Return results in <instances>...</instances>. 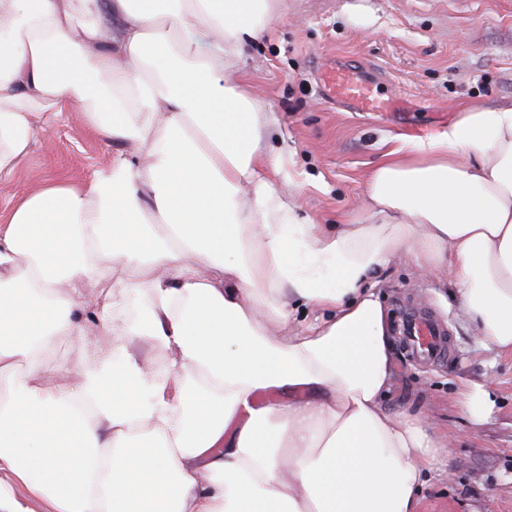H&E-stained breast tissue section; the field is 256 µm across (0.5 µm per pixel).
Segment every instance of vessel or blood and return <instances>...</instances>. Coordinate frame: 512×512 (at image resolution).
Wrapping results in <instances>:
<instances>
[{
  "label": "vessel or blood",
  "instance_id": "1",
  "mask_svg": "<svg viewBox=\"0 0 512 512\" xmlns=\"http://www.w3.org/2000/svg\"><path fill=\"white\" fill-rule=\"evenodd\" d=\"M321 81L329 95L359 112H392L394 100L383 98L373 80L360 74L355 66L337 64L325 71ZM403 348L412 360L436 365L447 361L449 343L445 330L425 313L412 309L401 312Z\"/></svg>",
  "mask_w": 512,
  "mask_h": 512
}]
</instances>
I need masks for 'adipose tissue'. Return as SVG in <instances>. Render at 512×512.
<instances>
[{"label":"adipose tissue","instance_id":"adipose-tissue-1","mask_svg":"<svg viewBox=\"0 0 512 512\" xmlns=\"http://www.w3.org/2000/svg\"><path fill=\"white\" fill-rule=\"evenodd\" d=\"M280 3L0 0V180L74 104L119 145L0 224V512H423L449 442L387 407L367 286L404 251L512 354V104L391 148L363 222L309 223L231 79ZM107 261L149 276L88 301ZM63 336L81 361L46 365Z\"/></svg>","mask_w":512,"mask_h":512}]
</instances>
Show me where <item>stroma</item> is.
<instances>
[{
	"label": "stroma",
	"instance_id": "obj_1",
	"mask_svg": "<svg viewBox=\"0 0 512 512\" xmlns=\"http://www.w3.org/2000/svg\"><path fill=\"white\" fill-rule=\"evenodd\" d=\"M339 62L361 66L404 110L354 112L326 95L321 74ZM241 81L275 116L268 144L290 162L303 216L361 220L366 176L399 140L447 130L462 107L512 102V0H284L281 17L247 45ZM115 149L90 131L80 106L69 107L0 181V224L36 189L86 182ZM370 282L389 318L423 309L452 344L447 365L437 367L392 346L390 404L431 415L451 441L450 475L433 472L421 489L425 512H512V355L483 349L454 283L421 274L410 257ZM461 381L487 386L493 407L481 425L457 409Z\"/></svg>",
	"mask_w": 512,
	"mask_h": 512
}]
</instances>
